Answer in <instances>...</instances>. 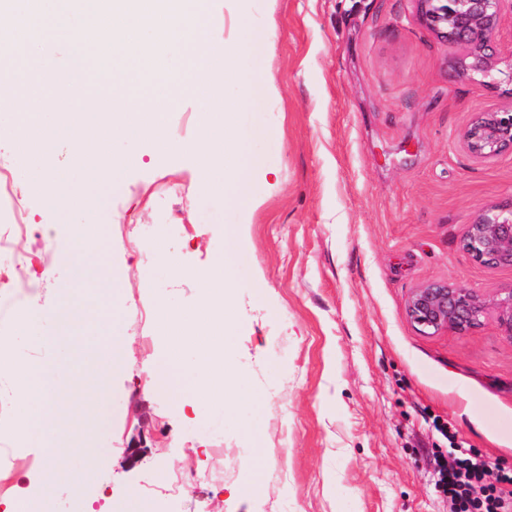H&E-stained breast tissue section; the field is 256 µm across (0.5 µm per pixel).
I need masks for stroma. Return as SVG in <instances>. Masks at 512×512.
Instances as JSON below:
<instances>
[{
    "label": "stroma",
    "instance_id": "1",
    "mask_svg": "<svg viewBox=\"0 0 512 512\" xmlns=\"http://www.w3.org/2000/svg\"><path fill=\"white\" fill-rule=\"evenodd\" d=\"M210 10L212 37L242 44L235 78L210 97L227 103L229 133L255 159L238 205L176 149L208 135L210 99L188 98L138 157L125 137L107 144L129 160L109 196L118 319L61 261L35 268L40 303L80 311L78 326L54 316L14 330L30 296L0 290L13 367L0 399L13 415L28 408L19 375L33 364L51 399L104 392L88 422L49 434L60 453L53 510L452 512L434 490V459L449 447L431 421L512 470V342L492 313L463 333H421L407 303L430 283L488 300L512 288V267L460 246L479 213L512 206V152L483 161L462 142L476 112L512 107V13L490 75L464 78L459 50L422 24L416 0H210ZM29 221L51 226L64 250L87 218L35 197ZM224 255L234 261L226 361L249 395L231 411L148 386L170 358L198 366L196 274ZM163 309L184 316L178 334H162ZM115 333L126 361L94 381ZM45 459L20 448L0 497L39 498Z\"/></svg>",
    "mask_w": 512,
    "mask_h": 512
}]
</instances>
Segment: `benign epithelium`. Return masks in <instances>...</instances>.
Wrapping results in <instances>:
<instances>
[{
  "label": "benign epithelium",
  "instance_id": "obj_1",
  "mask_svg": "<svg viewBox=\"0 0 512 512\" xmlns=\"http://www.w3.org/2000/svg\"><path fill=\"white\" fill-rule=\"evenodd\" d=\"M420 21L443 41L465 52L462 72L489 74L493 69L486 53L504 8L512 0H417ZM470 154L490 161L512 152V108L486 109L475 114L462 135ZM474 260L490 266H512V208L482 211L470 224L462 242ZM498 325L512 342V289L492 302ZM487 303L464 288L446 283L429 284L413 291L407 312L425 333L442 329L465 332L481 323Z\"/></svg>",
  "mask_w": 512,
  "mask_h": 512
}]
</instances>
